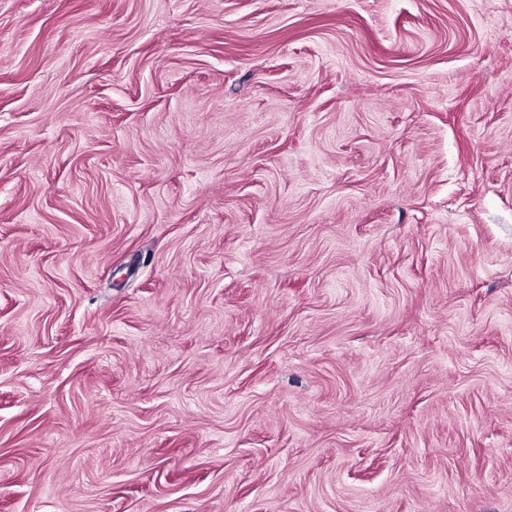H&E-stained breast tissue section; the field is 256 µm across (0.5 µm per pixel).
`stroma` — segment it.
<instances>
[{
    "label": "stroma",
    "mask_w": 512,
    "mask_h": 512,
    "mask_svg": "<svg viewBox=\"0 0 512 512\" xmlns=\"http://www.w3.org/2000/svg\"><path fill=\"white\" fill-rule=\"evenodd\" d=\"M0 512H512V0H0Z\"/></svg>",
    "instance_id": "stroma-1"
}]
</instances>
